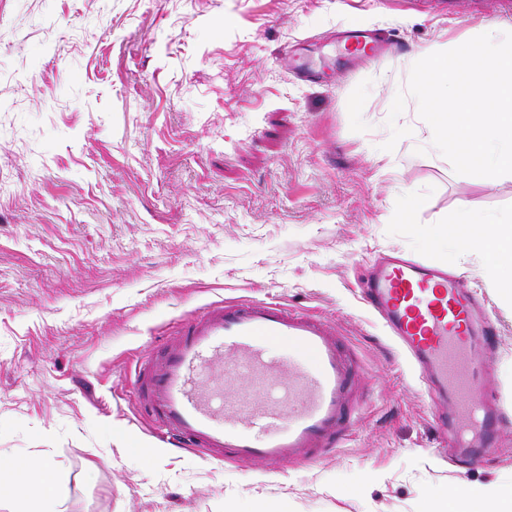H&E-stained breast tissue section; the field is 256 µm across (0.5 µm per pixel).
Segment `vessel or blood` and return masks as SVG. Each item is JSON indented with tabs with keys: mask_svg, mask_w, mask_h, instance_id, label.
Instances as JSON below:
<instances>
[{
	"mask_svg": "<svg viewBox=\"0 0 512 512\" xmlns=\"http://www.w3.org/2000/svg\"><path fill=\"white\" fill-rule=\"evenodd\" d=\"M351 61L386 45L342 36ZM363 301L404 350L425 392L442 403L441 434L458 462H476L512 420L485 382L497 333L468 279L415 260L376 259ZM140 362L131 388L156 438L209 461H309L353 431L359 357L325 318L274 299L224 300L199 308Z\"/></svg>",
	"mask_w": 512,
	"mask_h": 512,
	"instance_id": "obj_1",
	"label": "vessel or blood"
}]
</instances>
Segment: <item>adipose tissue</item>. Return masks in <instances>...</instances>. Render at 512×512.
Returning a JSON list of instances; mask_svg holds the SVG:
<instances>
[{
	"label": "adipose tissue",
	"mask_w": 512,
	"mask_h": 512,
	"mask_svg": "<svg viewBox=\"0 0 512 512\" xmlns=\"http://www.w3.org/2000/svg\"><path fill=\"white\" fill-rule=\"evenodd\" d=\"M452 247L479 256L489 282L512 303V213L493 215L476 202H459L447 220ZM0 494L32 512H60L56 474L42 462L0 459Z\"/></svg>",
	"instance_id": "ef3b65f1"
}]
</instances>
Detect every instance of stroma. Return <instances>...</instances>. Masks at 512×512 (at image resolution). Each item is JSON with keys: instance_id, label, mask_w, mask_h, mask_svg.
Segmentation results:
<instances>
[{"instance_id": "35a3bbf8", "label": "stroma", "mask_w": 512, "mask_h": 512, "mask_svg": "<svg viewBox=\"0 0 512 512\" xmlns=\"http://www.w3.org/2000/svg\"><path fill=\"white\" fill-rule=\"evenodd\" d=\"M491 21L512 0H0V459L49 462L62 512H425L432 488L512 486V426L489 462L439 455L437 404L355 293L392 250L465 274L512 408V306L415 230L465 199L512 211V175L456 174L410 103L383 148L419 52ZM358 27L396 45L349 69L335 34ZM294 44L322 81L289 73ZM264 298L335 320L360 355L347 447L263 465L155 445L136 364L199 307Z\"/></svg>"}]
</instances>
